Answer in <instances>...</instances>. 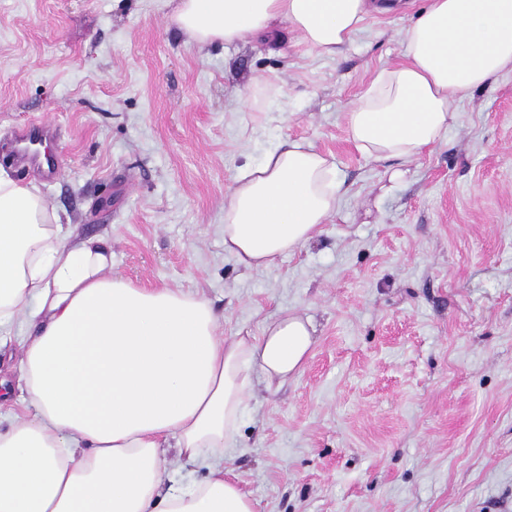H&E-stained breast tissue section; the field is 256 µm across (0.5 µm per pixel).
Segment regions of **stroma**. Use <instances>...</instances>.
Listing matches in <instances>:
<instances>
[{"label": "stroma", "mask_w": 512, "mask_h": 512, "mask_svg": "<svg viewBox=\"0 0 512 512\" xmlns=\"http://www.w3.org/2000/svg\"><path fill=\"white\" fill-rule=\"evenodd\" d=\"M408 20L369 17L329 59L285 25L200 49L168 0H0V155L42 116L63 168L10 175L107 239L113 275L210 301L225 337L285 310L314 322L302 373L255 381L224 453L256 512H512V76L420 158L365 157L345 114L402 61ZM287 137L334 162L338 209L248 270L224 202Z\"/></svg>", "instance_id": "obj_1"}]
</instances>
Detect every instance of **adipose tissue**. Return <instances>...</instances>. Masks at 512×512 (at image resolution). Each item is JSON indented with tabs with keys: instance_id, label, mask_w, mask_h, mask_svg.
<instances>
[{
	"instance_id": "adipose-tissue-1",
	"label": "adipose tissue",
	"mask_w": 512,
	"mask_h": 512,
	"mask_svg": "<svg viewBox=\"0 0 512 512\" xmlns=\"http://www.w3.org/2000/svg\"><path fill=\"white\" fill-rule=\"evenodd\" d=\"M195 43L274 38L284 22L317 54H341L370 0H172ZM405 59L378 71L346 116L374 160L409 161L441 141L460 102L512 74V0H430L403 30ZM335 165L286 139L244 167L224 205V250L264 270L335 213ZM311 319L285 311L261 336L222 338L203 297L112 274V248L61 224L37 183L0 169V347L18 338L30 411L0 429V512H255L224 469L254 378L301 372ZM201 465L186 488L165 449Z\"/></svg>"
}]
</instances>
